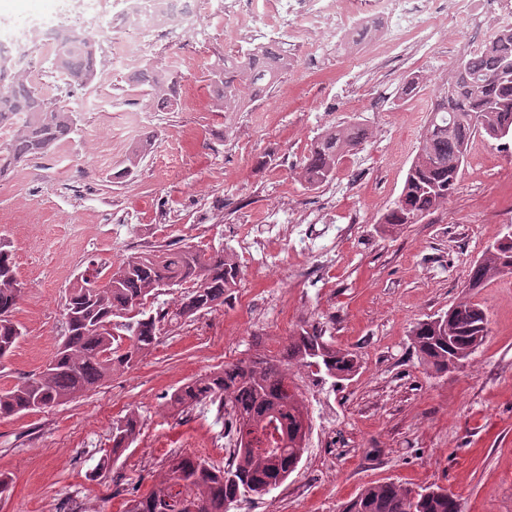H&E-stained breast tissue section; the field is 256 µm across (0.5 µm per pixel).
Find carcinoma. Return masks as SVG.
Instances as JSON below:
<instances>
[{"instance_id":"1","label":"carcinoma","mask_w":512,"mask_h":512,"mask_svg":"<svg viewBox=\"0 0 512 512\" xmlns=\"http://www.w3.org/2000/svg\"><path fill=\"white\" fill-rule=\"evenodd\" d=\"M53 70L86 86L99 77L93 40L76 29L56 32ZM284 51L257 45L243 54L220 56L208 73L213 112H239L267 95L293 67ZM148 106L169 109L177 103L179 78L161 68L139 77ZM74 112L44 95L30 71H17L0 89V176L12 166L40 159L54 151L75 130ZM494 140L512 137V35L481 44L458 60L441 78L428 124L396 206L383 224H413L433 213L458 190V174L475 135ZM354 124L329 128L315 139L301 167L304 182L321 186L336 176L343 156L361 144ZM512 260V242L487 249L475 261L467 281L476 288L495 278L496 263ZM108 282L92 291L87 277ZM241 281V269L225 249L207 252L190 246L153 250L127 257L117 267L89 263L66 296L63 341L42 372L10 388L0 389V417L40 412L69 402L97 388L112 371L131 367L157 343L165 326L186 322L202 311L224 304ZM191 284L173 309L145 305L165 288ZM23 283L11 251L0 246V360L10 356L22 336L15 312ZM130 344L122 346V333ZM488 334L484 309L464 299L435 320L418 322L413 348L435 375L464 366ZM325 350L330 376L347 380L358 368L355 355L323 340L322 333L301 329L288 338L282 353L240 360L196 378L174 390L170 407L186 413L202 404L235 420L233 463L214 467L200 456L181 453L167 460L168 477L150 492L129 501L126 512H231L247 496L266 495L269 484H283L297 469L305 447L295 441L297 413L303 400L286 391L284 362L312 366V352ZM140 432L130 414L112 426V455L120 458ZM342 512H461L454 494L437 486L413 492L386 482L362 489Z\"/></svg>"}]
</instances>
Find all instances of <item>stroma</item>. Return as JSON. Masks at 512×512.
I'll return each instance as SVG.
<instances>
[{
    "label": "stroma",
    "instance_id": "stroma-1",
    "mask_svg": "<svg viewBox=\"0 0 512 512\" xmlns=\"http://www.w3.org/2000/svg\"><path fill=\"white\" fill-rule=\"evenodd\" d=\"M29 2L0 6V39L14 44L9 64L52 88L77 113L79 132L0 178V243L25 285L15 312L25 334L0 363V388L51 359L65 333V297L89 261L116 265L168 245L224 248L243 276L223 305L162 330L146 356L101 386L0 418V473L11 478L0 512H125L165 478L172 453L223 466L226 419L209 406L179 414L168 395L239 360L277 354L314 327L356 353L360 368L336 382L288 364L310 420L305 453L286 483L238 512H339L383 482L447 488L462 512H512V274L465 286L470 264L512 225V150L475 137L446 204L415 224L380 223L402 193L437 82L464 41L487 42L495 29L426 15L410 32L393 18L382 21L380 41L351 52L335 36L312 48L290 37L293 68L268 97L226 116L210 109L208 63L239 50L229 34L241 24L256 38L286 28L257 0H199L193 30L137 40L141 64L185 63L177 106L160 111L144 109L133 76L113 66L111 48L126 35L111 17L98 21L101 77L73 88L37 37L57 25L63 0H37L36 12ZM124 110L141 113L151 141L125 178L133 147ZM349 123L364 128V142L332 182L306 187L300 166L314 139ZM462 299L484 308L488 334L464 368L433 375L411 330ZM131 413L140 434L113 458L112 425Z\"/></svg>",
    "mask_w": 512,
    "mask_h": 512
}]
</instances>
